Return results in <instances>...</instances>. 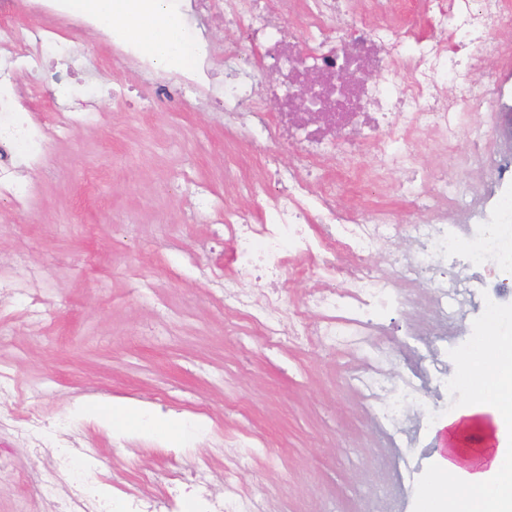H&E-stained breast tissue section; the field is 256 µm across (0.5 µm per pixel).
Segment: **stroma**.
Instances as JSON below:
<instances>
[{
	"label": "stroma",
	"instance_id": "stroma-1",
	"mask_svg": "<svg viewBox=\"0 0 512 512\" xmlns=\"http://www.w3.org/2000/svg\"><path fill=\"white\" fill-rule=\"evenodd\" d=\"M184 22L223 79L224 47L241 36L225 26L222 0L204 22ZM53 32L67 54L28 37L24 58L0 79L49 142L38 164L15 174L31 200L0 193V371L11 385L0 409L37 407L53 438L76 450L73 470L48 490L45 455L1 429L10 467L0 470V512H59L76 470L111 497L162 495L166 448L137 426L78 415L86 398L139 401L162 424L204 419L177 450L189 465L219 470L225 439L252 444L239 486L264 496L267 512H418L441 451L428 414L472 399L467 387L447 397L432 357L480 341L483 296L452 325L427 320L418 290L377 316L369 348L391 351L389 379L417 390L402 430H383L352 378L357 355L270 347L225 312L217 284L238 268L224 207L238 203L256 224L265 211L241 192L242 177L263 172L247 148L227 152L223 111L190 89L153 99L160 72L113 58L93 27ZM200 196L203 212L193 206Z\"/></svg>",
	"mask_w": 512,
	"mask_h": 512
}]
</instances>
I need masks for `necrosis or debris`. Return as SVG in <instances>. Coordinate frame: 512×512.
<instances>
[{
    "label": "necrosis or debris",
    "instance_id": "necrosis-or-debris-1",
    "mask_svg": "<svg viewBox=\"0 0 512 512\" xmlns=\"http://www.w3.org/2000/svg\"><path fill=\"white\" fill-rule=\"evenodd\" d=\"M279 2L274 12L265 0L224 2L225 24L241 27L244 36L243 45L225 48V56L254 68L276 64L279 81L241 80L233 71L225 82L215 81L212 54L200 50L192 70L180 73L177 81L164 78L156 84L161 98L170 97L178 84L223 99L225 127L249 143L285 139L294 146L288 165L275 170L278 189L249 187L263 196L268 222L249 223L242 211L228 207L224 234L235 244V260L256 280L315 272L321 284L309 290L303 306L289 310L272 286L256 293L228 277L222 285L225 306L270 344L360 351L375 326V313L390 298V284L370 269L349 274L341 260L388 241L394 216L381 208L365 214L340 210L334 181L321 171V163L333 160L341 170L351 157L371 153L375 189H398L403 158L422 147L418 130H426L444 153L458 135L460 116L466 115L475 122L467 150L423 182L421 205L407 213L415 250L388 254L409 285L433 280V312L457 315L470 296L462 280L448 276V257L461 238L473 240L467 267L492 261L499 270H512V208L500 209L491 224L469 222L485 206L484 178L512 183V152L502 148L503 139L512 140V116L502 110L505 88L493 80L473 87L469 71L461 67L481 55L512 62V44L498 38L512 27V7L506 0H424L433 27L448 33L442 40L419 35L408 20L393 22L395 0ZM305 84L314 86V98L298 97ZM398 139L404 145L399 153L391 148ZM47 148L42 128L28 113L0 103V193L27 200V190L13 179V161L37 162ZM462 173L469 177L466 191L450 197L448 189ZM340 279L346 290L337 288ZM353 378L380 421L401 430V417L415 396L412 383L388 384L381 353L360 360ZM245 457L240 442H225L220 498L208 492L218 476L211 469H189L175 458L170 480L195 486L191 512H265L261 498L236 491ZM182 506L176 492L161 504L149 498L111 502L78 480L66 494L63 512H156L160 507L178 512Z\"/></svg>",
    "mask_w": 512,
    "mask_h": 512
}]
</instances>
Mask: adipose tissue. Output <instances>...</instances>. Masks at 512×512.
Returning a JSON list of instances; mask_svg holds the SVG:
<instances>
[{
	"label": "adipose tissue",
	"mask_w": 512,
	"mask_h": 512,
	"mask_svg": "<svg viewBox=\"0 0 512 512\" xmlns=\"http://www.w3.org/2000/svg\"><path fill=\"white\" fill-rule=\"evenodd\" d=\"M98 30L118 29L146 45L157 69L189 67L194 45L166 0H84ZM502 312L485 324L489 356L468 375L472 400L444 421L447 453L425 488L422 512H512V335L502 332Z\"/></svg>",
	"instance_id": "obj_1"
}]
</instances>
